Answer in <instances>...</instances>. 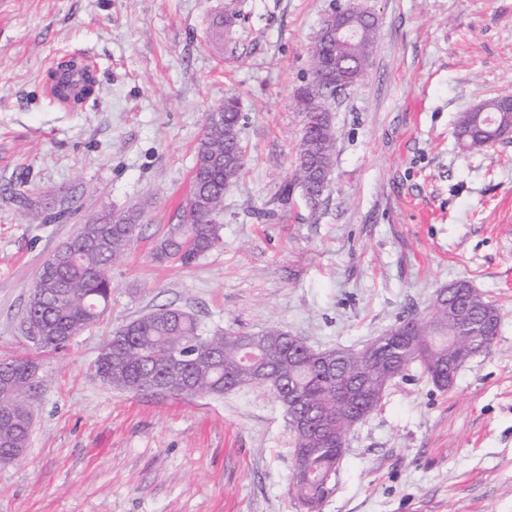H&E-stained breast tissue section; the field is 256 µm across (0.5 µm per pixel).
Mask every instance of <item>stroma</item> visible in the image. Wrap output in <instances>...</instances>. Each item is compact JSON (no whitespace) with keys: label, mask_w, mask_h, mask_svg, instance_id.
<instances>
[{"label":"stroma","mask_w":512,"mask_h":512,"mask_svg":"<svg viewBox=\"0 0 512 512\" xmlns=\"http://www.w3.org/2000/svg\"><path fill=\"white\" fill-rule=\"evenodd\" d=\"M337 0H0V359L39 361L28 448L0 464V512H300L291 432L263 386L190 400L94 375L120 326L170 305L207 330L279 325L360 349L465 279L496 304L489 353L441 391L416 371L350 435L321 512H512V138L466 153L459 113L512 96V0H354L371 64L332 103L318 206L288 188L295 95ZM234 17L225 27L226 17ZM87 59L93 96L47 95ZM242 101L247 164L224 192L221 243L154 259L190 189L205 116ZM73 199L47 221L44 189ZM141 211L104 317L60 354L18 329L44 259L105 211ZM75 70H79L82 73L81 88L75 97V102H79L91 95L94 89V82L92 81L88 69L81 67L74 60L62 61L55 70L49 73L48 79L52 83V86L57 88L59 84L65 82L64 79Z\"/></svg>","instance_id":"1"}]
</instances>
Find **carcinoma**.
<instances>
[{
  "label": "carcinoma",
  "mask_w": 512,
  "mask_h": 512,
  "mask_svg": "<svg viewBox=\"0 0 512 512\" xmlns=\"http://www.w3.org/2000/svg\"><path fill=\"white\" fill-rule=\"evenodd\" d=\"M376 41V25L357 26L356 40L346 45L336 38L321 37L311 49V58L333 63L338 57H351L354 66L369 65ZM79 70L81 88L75 101L92 94L94 82L89 70L75 61H62L48 75L57 87L67 76ZM307 103L299 106L304 122L299 151L290 184L282 192L288 198L290 186L300 188L330 178L335 148V131L330 101L336 98V79L322 67L311 69L305 86ZM507 98L486 100L476 109L463 112L457 121L462 149L482 151L503 140L499 131L512 125V109ZM216 118H206L196 146L190 194L182 206L179 222L169 227L158 241L154 258L160 262L177 259L189 264L221 241V214L224 189L237 180L246 165L241 140V105L238 98L224 97L217 106ZM140 214L134 210L104 213L58 246L69 259L60 265L43 262L38 278L30 289L19 329L32 347L41 353H57L65 342L95 324L107 310L112 282V264L122 259L139 229ZM452 299L464 312L456 321L448 318V308L432 304L430 312L411 322L415 335L425 339L438 324L455 336L425 347L414 342L404 352L400 371L389 368L380 352L367 359L353 356L354 350H325L340 361L337 373L328 376L313 363L316 352L308 344L288 351L289 332L277 325L251 335L266 358L274 364L268 387L273 392L287 389L295 409L309 415L311 431L292 433V470L289 490L305 512H318L336 490L337 467L343 458L348 436L357 426L358 414L374 412L381 405L387 387L411 368L421 373L437 389L448 385L437 381L441 360L447 356L459 364L475 357L478 350L488 352L492 340L479 321L489 315L495 324L501 316L494 303L460 279ZM242 334L236 331L204 330L197 319L183 309L161 306L117 329L101 348L107 378L102 383L119 391L139 395L161 380L172 396L184 398L220 396L226 392L255 385L241 368L230 370L232 361L246 358L239 346ZM40 365L31 359L0 360V391L13 390L0 397V458L19 457L27 447L33 424L34 401L42 377ZM362 381L369 394L354 413L342 411V394Z\"/></svg>",
  "instance_id": "1"
}]
</instances>
